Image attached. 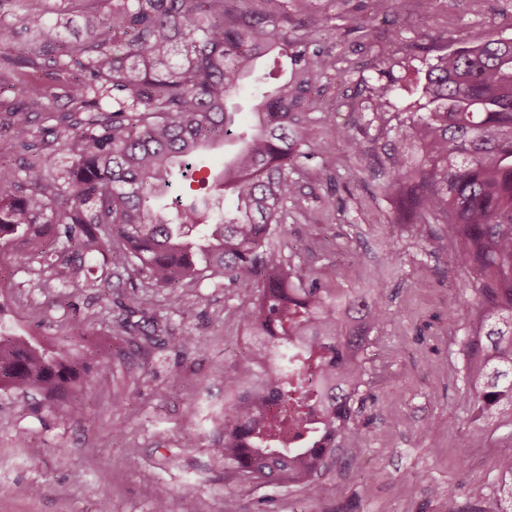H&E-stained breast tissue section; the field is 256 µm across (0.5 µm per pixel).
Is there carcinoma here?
<instances>
[{
    "label": "carcinoma",
    "mask_w": 512,
    "mask_h": 512,
    "mask_svg": "<svg viewBox=\"0 0 512 512\" xmlns=\"http://www.w3.org/2000/svg\"><path fill=\"white\" fill-rule=\"evenodd\" d=\"M100 1L105 8L83 12L79 40L36 13L0 21V72L73 73L68 111L46 115L61 152L37 142L40 116L25 103L0 123L25 153L16 165L0 161V257L22 243L55 279L103 292L114 252L134 288L141 278L152 288L253 283L238 299L256 344L224 372V469L259 485L300 484L313 498L312 478L340 442L359 440L351 403L369 334L387 318L364 293L324 288L342 276L339 267L306 278L280 243L288 217L304 214L302 180L328 182L336 168L308 118L336 56L305 21L288 24V0ZM434 2L374 0L381 11L422 19ZM22 40L26 53H7ZM264 57L280 72L290 66L272 89L273 73H256ZM387 64L375 59L388 81L364 106L376 116L394 90ZM244 89L253 107L242 130L233 98ZM420 99L426 114L399 129L386 192L426 237L435 235L426 217L444 218L450 262L480 269L469 282L476 307L465 398L481 412L512 405V39L470 34L429 66ZM336 137L351 158L365 154L346 130ZM228 143L235 149L218 177L228 207L208 195L176 209L159 204L176 172ZM128 299L117 335L150 340L153 295ZM68 309L69 336L82 342L95 314ZM93 362L105 368L97 354L0 332V390L36 389L71 411L66 400L92 382ZM314 410L318 425L303 426ZM498 468L501 495L490 512H512V453Z\"/></svg>",
    "instance_id": "cac0c4a2"
}]
</instances>
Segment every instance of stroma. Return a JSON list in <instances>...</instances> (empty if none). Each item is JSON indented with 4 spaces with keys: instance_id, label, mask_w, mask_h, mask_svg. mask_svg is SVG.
<instances>
[{
    "instance_id": "35a3bbf8",
    "label": "stroma",
    "mask_w": 512,
    "mask_h": 512,
    "mask_svg": "<svg viewBox=\"0 0 512 512\" xmlns=\"http://www.w3.org/2000/svg\"><path fill=\"white\" fill-rule=\"evenodd\" d=\"M37 4L43 21L77 18L85 0H0L10 20ZM289 13L328 17L325 45L337 59L319 98L318 141L336 153L328 184H304L312 223L289 221L285 253L313 275L333 263L343 274L335 290L378 289L388 318L370 334L366 374L353 404L361 427L358 449L342 447L319 473L316 497L304 488L238 483L224 470V372L248 347L239 317L238 284L208 281L155 290L161 332L138 345L115 335L121 312L95 292L51 279L36 259L11 258L0 273L14 288L0 297V329L63 340L69 302L94 309L91 344L107 351L108 368L85 387L83 413L63 415L38 392H0V512H154L152 485L168 492L167 512H224L236 491L242 512H490L499 499V457L512 452V411L490 410L486 444L467 433L477 410L464 395L474 297L465 273L452 268L448 242L419 236L399 222L383 191L387 152L397 131L416 116L421 81L438 53L428 29L457 41L475 31L512 38V0H435L433 18L375 13L370 0H292ZM388 57L396 80L389 112L351 110L368 101L381 77L376 56ZM23 81L40 112L67 108L68 74L29 71L0 77V110L14 104L9 86ZM362 141L366 153L348 159L335 127ZM197 336L184 352L172 339ZM198 435L200 445L185 447Z\"/></svg>"
}]
</instances>
